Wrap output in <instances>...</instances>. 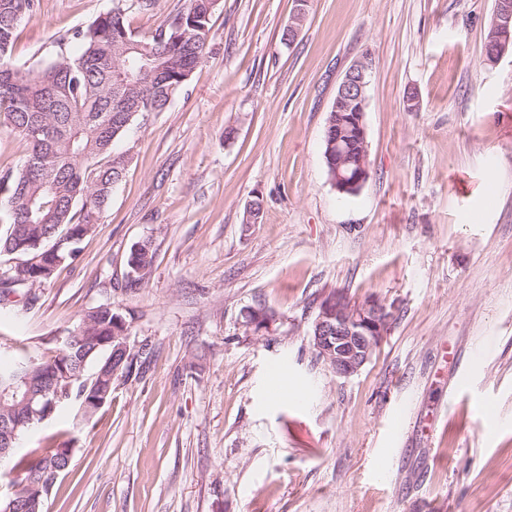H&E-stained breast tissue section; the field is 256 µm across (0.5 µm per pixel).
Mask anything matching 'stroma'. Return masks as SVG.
<instances>
[{"label": "stroma", "instance_id": "1", "mask_svg": "<svg viewBox=\"0 0 512 512\" xmlns=\"http://www.w3.org/2000/svg\"><path fill=\"white\" fill-rule=\"evenodd\" d=\"M112 0H36L11 60L35 72ZM221 0L203 61L118 141L122 181L72 265L0 302V339L55 350L108 305L131 371L67 443L46 512H512V54L484 57L495 0ZM372 64L370 176L336 192V89ZM261 223L243 221L251 201ZM147 240L153 264L132 282ZM390 329L352 377L317 361L330 292ZM274 317L247 330V310ZM154 253L149 241L137 243L130 252L128 265L133 273L139 274L137 270H146L152 265Z\"/></svg>", "mask_w": 512, "mask_h": 512}]
</instances>
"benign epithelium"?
<instances>
[{"label": "benign epithelium", "instance_id": "benign-epithelium-1", "mask_svg": "<svg viewBox=\"0 0 512 512\" xmlns=\"http://www.w3.org/2000/svg\"><path fill=\"white\" fill-rule=\"evenodd\" d=\"M308 0H296V12L288 24V42H293L303 17ZM490 35L484 44L487 61L498 62L506 53L512 52V7L496 3L489 27ZM369 64L358 61L350 66L340 82L333 106L337 110L354 113L353 125L360 138H366L364 116L367 106ZM335 165L333 186L340 193L355 194L369 176L365 159H360L354 177L344 173L350 160L341 145H336L335 155L330 158ZM390 326V313L379 300L372 298L352 305L340 293L320 304L313 321L314 348L321 353L326 364L338 377L349 378L360 371L370 360L374 350ZM16 430L6 420H0V461L7 457Z\"/></svg>", "mask_w": 512, "mask_h": 512}]
</instances>
